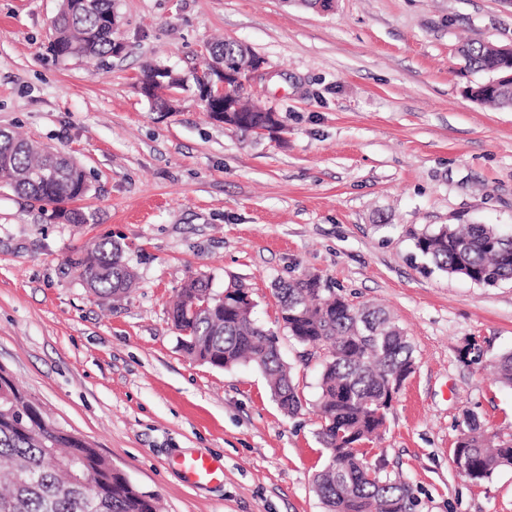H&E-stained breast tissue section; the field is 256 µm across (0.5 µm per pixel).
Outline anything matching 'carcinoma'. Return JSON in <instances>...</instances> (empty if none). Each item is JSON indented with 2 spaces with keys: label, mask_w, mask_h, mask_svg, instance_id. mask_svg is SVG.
I'll return each mask as SVG.
<instances>
[{
  "label": "carcinoma",
  "mask_w": 512,
  "mask_h": 512,
  "mask_svg": "<svg viewBox=\"0 0 512 512\" xmlns=\"http://www.w3.org/2000/svg\"><path fill=\"white\" fill-rule=\"evenodd\" d=\"M114 0H85L79 8L62 0L52 21L60 36L58 56L87 61L113 54ZM471 69L489 72L497 64L494 45L482 41L462 47ZM484 102L512 105V82L493 89ZM252 133L274 124L268 112L251 113L242 126ZM0 185L41 204L49 221L86 223L87 214L72 203L88 192L85 172L57 150L40 147L14 132L0 131ZM427 261L424 269L460 274L465 264L472 282L495 286L512 281V236L488 224L441 225L415 237ZM95 295L118 299L135 284L134 269L121 250L105 240L67 259ZM282 329L297 343L331 348L321 363L318 437L329 451L314 487L326 512H411V489L371 470L363 445L380 437L390 409L387 399L398 376L414 370L409 336L378 305L355 306L322 286L316 276L274 284ZM170 319L180 343L195 360L217 369L251 364L261 371L274 400L287 414L303 407L290 366L281 358L279 337L259 324L253 308L224 300L209 279L190 275L179 289ZM496 367L512 387V351ZM454 455L475 480H488L512 467V438L488 436L478 417L465 411ZM0 459L9 463L0 512H156L153 498L137 490L92 444L46 422L40 405L14 380L0 373Z\"/></svg>",
  "instance_id": "obj_1"
}]
</instances>
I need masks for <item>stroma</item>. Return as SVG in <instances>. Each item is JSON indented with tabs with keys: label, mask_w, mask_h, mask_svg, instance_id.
I'll return each instance as SVG.
<instances>
[{
	"label": "stroma",
	"mask_w": 512,
	"mask_h": 512,
	"mask_svg": "<svg viewBox=\"0 0 512 512\" xmlns=\"http://www.w3.org/2000/svg\"><path fill=\"white\" fill-rule=\"evenodd\" d=\"M61 0H0V129L83 167L87 224L48 222L0 186V369L53 425L81 436L160 512H324L326 460L314 410L322 353L288 335L280 352L306 401L284 414L253 366L189 357L168 319L191 274L214 292L249 288L277 329L272 286L319 277L354 305L385 307L415 366L367 460L401 478L414 512H512V467L478 482L453 462L463 411L487 433L512 426V283L423 273L415 234L492 224L512 234V108L474 101L488 75L469 40L512 45V0H114L120 54L55 59ZM217 38L272 71L253 86L276 110L266 135L210 119L193 92L159 112L136 83L149 62L186 75ZM118 243L137 273L117 300L94 296L66 261ZM481 350L463 359L468 341ZM220 457L224 480L193 486L174 467Z\"/></svg>",
	"instance_id": "stroma-1"
}]
</instances>
